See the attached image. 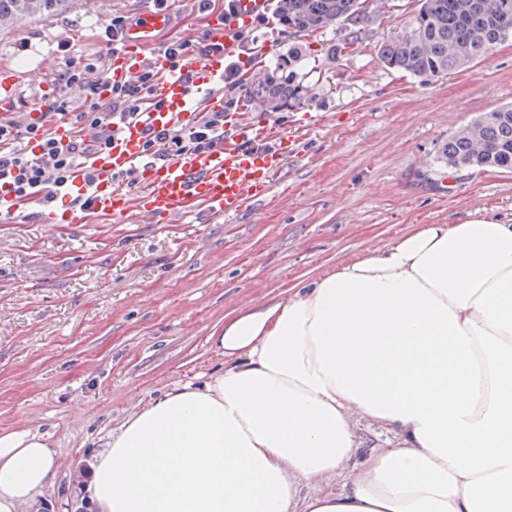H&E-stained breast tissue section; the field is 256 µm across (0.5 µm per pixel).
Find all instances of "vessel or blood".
Here are the masks:
<instances>
[{
    "label": "vessel or blood",
    "mask_w": 512,
    "mask_h": 512,
    "mask_svg": "<svg viewBox=\"0 0 512 512\" xmlns=\"http://www.w3.org/2000/svg\"><path fill=\"white\" fill-rule=\"evenodd\" d=\"M265 0H235L232 12L211 16L206 33L210 42L223 45V55L199 57L191 62L196 74L194 85H186L157 47L158 35L171 24L167 11L146 10L138 26L131 28L123 51L112 58V75L119 81L135 80L141 70L143 52H150L151 62L161 78L164 109H148L147 121L154 127L168 126L174 120H187L194 97L206 93L224 74L225 56L234 54V34L248 26ZM229 124L241 134L260 133L276 139L269 151L245 152L238 143L227 142L215 151L171 163L144 164L141 158L140 128L131 124L120 129L110 152L93 159L91 167L98 182V192L86 210H33L30 200L11 196L0 198V210L8 212L13 224L27 222L37 215L42 224H89L97 220L122 219L127 224H172L199 213L215 217L238 214L250 200L265 195L291 146L287 136L263 124L252 127L231 116ZM139 172L143 185L137 195L115 185V176L126 169Z\"/></svg>",
    "instance_id": "1"
}]
</instances>
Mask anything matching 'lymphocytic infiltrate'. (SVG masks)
<instances>
[{"instance_id":"f902f5d3","label":"lymphocytic infiltrate","mask_w":512,"mask_h":512,"mask_svg":"<svg viewBox=\"0 0 512 512\" xmlns=\"http://www.w3.org/2000/svg\"><path fill=\"white\" fill-rule=\"evenodd\" d=\"M275 17L273 6H266L255 16L251 29L235 33L238 55L225 61L224 77L214 87L224 98L223 111H210L198 101L188 120L174 121L166 128L146 126L142 131L144 159L172 162L206 153L231 137L225 124L227 112L238 105L233 96L242 83L238 58L250 54L257 31L270 28ZM132 24L130 17H112L100 34V50L93 54L68 52L54 77L60 91L56 109L70 117L74 130L68 143L58 142L48 126L28 120L26 112L0 117V188H8L19 199L41 194L47 206L87 208L96 183L87 180L84 192H72L74 171L94 155L111 149L114 135L137 120L144 107L162 104L159 79L150 62H143L134 83L110 81V60L122 49Z\"/></svg>"}]
</instances>
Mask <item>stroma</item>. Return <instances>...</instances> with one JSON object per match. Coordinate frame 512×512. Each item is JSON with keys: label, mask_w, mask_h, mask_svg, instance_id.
Returning a JSON list of instances; mask_svg holds the SVG:
<instances>
[{"label": "stroma", "mask_w": 512, "mask_h": 512, "mask_svg": "<svg viewBox=\"0 0 512 512\" xmlns=\"http://www.w3.org/2000/svg\"><path fill=\"white\" fill-rule=\"evenodd\" d=\"M151 0H78L59 17L0 33V72L22 101L62 67L60 45L90 53L112 16ZM417 0H386L370 24L288 36L274 55L308 58L310 101L285 111L297 140L269 192L231 218L179 224L0 223V430L48 436L56 458L40 498L74 497L73 472L108 433L173 387L224 365L209 341L227 315L392 245L422 224L512 223V172L440 169L448 136L512 102V41L491 59L430 82L386 69L384 38Z\"/></svg>", "instance_id": "obj_1"}]
</instances>
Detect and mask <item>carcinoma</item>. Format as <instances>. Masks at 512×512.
Masks as SVG:
<instances>
[{"mask_svg":"<svg viewBox=\"0 0 512 512\" xmlns=\"http://www.w3.org/2000/svg\"><path fill=\"white\" fill-rule=\"evenodd\" d=\"M69 0H0V30L20 17L59 16ZM362 0H280L279 24L297 35L346 20L369 23L375 11ZM512 39V0H418L410 26L381 42L382 64L424 82L439 79L475 60L491 58ZM294 53L278 60L248 89L268 112L298 108L309 100V87ZM442 168L512 171V104H504L456 131L439 149Z\"/></svg>","mask_w":512,"mask_h":512,"instance_id":"cac0c4a2","label":"carcinoma"}]
</instances>
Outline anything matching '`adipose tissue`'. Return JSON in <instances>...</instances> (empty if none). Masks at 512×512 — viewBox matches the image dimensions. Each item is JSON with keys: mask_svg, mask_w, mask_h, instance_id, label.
I'll use <instances>...</instances> for the list:
<instances>
[{"mask_svg": "<svg viewBox=\"0 0 512 512\" xmlns=\"http://www.w3.org/2000/svg\"><path fill=\"white\" fill-rule=\"evenodd\" d=\"M211 342L223 371L110 432L97 512H512V224L420 225ZM364 422L386 438L356 464ZM53 471L44 436L0 431V512Z\"/></svg>", "mask_w": 512, "mask_h": 512, "instance_id": "1", "label": "adipose tissue"}]
</instances>
